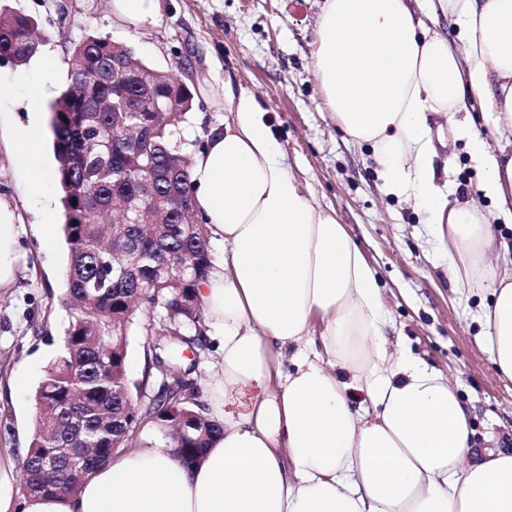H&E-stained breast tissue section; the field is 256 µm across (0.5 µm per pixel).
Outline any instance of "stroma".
I'll list each match as a JSON object with an SVG mask.
<instances>
[{
  "mask_svg": "<svg viewBox=\"0 0 512 512\" xmlns=\"http://www.w3.org/2000/svg\"><path fill=\"white\" fill-rule=\"evenodd\" d=\"M164 2L159 26L134 30L116 25L109 0H0V7L34 18L43 38L26 65L0 59V84L12 88L0 97V207L20 226L14 278L0 288V448L30 442L34 394L70 316L62 303L67 249L58 185L34 195L15 154L16 134L29 121L28 89L39 86L43 162L55 169L50 105L68 83L74 42L87 34L125 42L135 58L176 71L192 85L194 107L182 133L194 147L202 146L204 131L224 125L223 108L204 96L206 85L225 81L235 93L255 97L276 127L281 162L309 186L317 204L335 210L384 284L389 340L454 381L479 446H512V381L501 377L478 342L479 306L491 301L492 285L456 291L428 213L385 193L371 147L353 142L327 111L312 68L322 0ZM444 137L434 162L438 184L447 185L453 199L479 197L468 139L450 127ZM215 362L210 341L181 352L201 399L220 380Z\"/></svg>",
  "mask_w": 512,
  "mask_h": 512,
  "instance_id": "stroma-1",
  "label": "stroma"
}]
</instances>
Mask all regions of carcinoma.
<instances>
[{
	"label": "carcinoma",
	"instance_id": "carcinoma-1",
	"mask_svg": "<svg viewBox=\"0 0 512 512\" xmlns=\"http://www.w3.org/2000/svg\"><path fill=\"white\" fill-rule=\"evenodd\" d=\"M36 21L0 12V57L16 65L39 51ZM70 82L50 106L57 178L68 250L70 318L56 358L35 391L36 423L20 460L31 495L65 498L83 481L61 484L39 459L48 448H95L86 476L148 439L182 448L188 462L212 447L222 426L205 414L199 388L181 370L170 338H203L196 288L212 266L207 225L195 213L181 124L191 86L136 60L124 42L86 35L74 44ZM157 314L145 328L147 354L179 373L171 392L144 406L156 434L136 428L127 378L129 337L137 313Z\"/></svg>",
	"mask_w": 512,
	"mask_h": 512
}]
</instances>
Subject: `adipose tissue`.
I'll return each mask as SVG.
<instances>
[{"mask_svg":"<svg viewBox=\"0 0 512 512\" xmlns=\"http://www.w3.org/2000/svg\"><path fill=\"white\" fill-rule=\"evenodd\" d=\"M111 9L135 29L164 16L163 0ZM312 64L387 193L414 198L447 236L451 277L491 282L481 342L512 380V266L491 261L493 223L512 216V0H324ZM207 93L226 118L190 174L195 210L224 246L197 288L222 378L207 413L223 434L189 466L158 444L115 454L68 498L22 495L0 456V512H512V449L475 447L447 376L390 347L375 271L280 162L255 98L226 82ZM435 119L469 137L496 212L435 184ZM16 149L43 193L37 122Z\"/></svg>","mask_w":512,"mask_h":512,"instance_id":"obj_1","label":"adipose tissue"}]
</instances>
